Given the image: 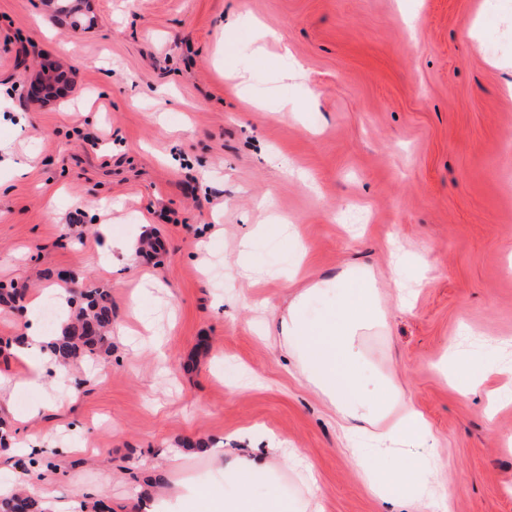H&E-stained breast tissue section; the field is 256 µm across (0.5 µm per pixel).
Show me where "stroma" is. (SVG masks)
<instances>
[{
  "label": "stroma",
  "mask_w": 512,
  "mask_h": 512,
  "mask_svg": "<svg viewBox=\"0 0 512 512\" xmlns=\"http://www.w3.org/2000/svg\"><path fill=\"white\" fill-rule=\"evenodd\" d=\"M72 2L73 16L59 0H0V282L48 296L74 278L110 295L128 333L107 363L0 405L18 445L0 484L34 467L36 494L112 512H144L145 489L184 479L220 495L190 442L256 426L311 458L323 512H383L337 415L260 334L288 302L292 253L255 234L276 213L299 228L303 288L357 264L388 295L392 250L424 257L429 285L411 309L388 305L365 353L432 430L437 512H512V405L486 414L485 394L458 397L438 370L461 326L512 339V0ZM260 45L253 93L291 119L247 106L225 76V50ZM46 59L71 81L50 105L25 92ZM104 228L160 247L104 268ZM246 238L254 288L235 264ZM29 436L51 448L34 466ZM177 451L181 470L155 482Z\"/></svg>",
  "instance_id": "obj_1"
}]
</instances>
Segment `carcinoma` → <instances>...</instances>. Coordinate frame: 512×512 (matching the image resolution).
Segmentation results:
<instances>
[{"instance_id": "1", "label": "carcinoma", "mask_w": 512, "mask_h": 512, "mask_svg": "<svg viewBox=\"0 0 512 512\" xmlns=\"http://www.w3.org/2000/svg\"><path fill=\"white\" fill-rule=\"evenodd\" d=\"M69 317L61 335L51 343L54 363L66 368L79 360L96 361L112 353V302L97 289L69 288ZM25 298V289L17 286L0 288V306L17 310ZM0 512H45L35 496L18 491L0 498Z\"/></svg>"}]
</instances>
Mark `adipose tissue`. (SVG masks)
Returning a JSON list of instances; mask_svg holds the SVG:
<instances>
[{"label": "adipose tissue", "mask_w": 512, "mask_h": 512, "mask_svg": "<svg viewBox=\"0 0 512 512\" xmlns=\"http://www.w3.org/2000/svg\"><path fill=\"white\" fill-rule=\"evenodd\" d=\"M424 262L418 255L397 252L390 273L397 304L408 301L409 285H422ZM386 313L373 273L349 267L336 277L314 282L294 292L288 304L267 325L296 367L303 385L314 391L341 420L348 449L361 475L383 503L409 501L430 506L435 502L438 465L419 457L396 470L381 467L382 459L402 449L421 446L431 432L421 413L391 377L374 369L364 352V338L385 329ZM37 323H30L25 341L18 345L20 358L30 365L17 381L21 387H41L51 355ZM446 365L458 376L456 391L469 396L491 376L504 378L495 394L498 404L512 403V362L480 358L458 346L448 348ZM273 438L261 448H228L223 438L212 437L205 456L221 462L224 494L215 497L206 489L182 486L175 496L148 495V512H321L314 488L294 495L288 476L307 480L310 464L295 472L270 459Z\"/></svg>", "instance_id": "adipose-tissue-1"}]
</instances>
